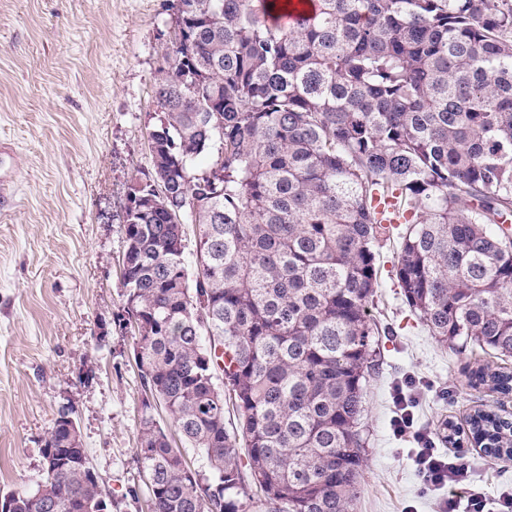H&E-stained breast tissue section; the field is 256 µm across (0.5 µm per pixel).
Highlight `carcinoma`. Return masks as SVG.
I'll list each match as a JSON object with an SVG mask.
<instances>
[{"instance_id": "obj_1", "label": "carcinoma", "mask_w": 512, "mask_h": 512, "mask_svg": "<svg viewBox=\"0 0 512 512\" xmlns=\"http://www.w3.org/2000/svg\"><path fill=\"white\" fill-rule=\"evenodd\" d=\"M170 8L122 259L155 401L137 435L150 512H353L382 234L430 335L512 357V0H316L286 25L278 0ZM176 214L197 227L191 263ZM470 379L512 393L504 367ZM468 423L512 457L509 418ZM65 440L54 421L35 487L0 492L10 512L101 495L83 455L60 464Z\"/></svg>"}]
</instances>
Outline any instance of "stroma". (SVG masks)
Returning <instances> with one entry per match:
<instances>
[{
    "label": "stroma",
    "mask_w": 512,
    "mask_h": 512,
    "mask_svg": "<svg viewBox=\"0 0 512 512\" xmlns=\"http://www.w3.org/2000/svg\"><path fill=\"white\" fill-rule=\"evenodd\" d=\"M171 29L167 0H0V140L16 147L14 204L0 211V489L34 486L44 438L69 405L112 512H148L136 456L144 392L118 318L125 208L150 170ZM378 250L371 313L387 333L367 386L355 512H437L412 438L391 426L399 390L436 447L468 460L474 491L512 493V459L454 446L443 427L477 409L512 415V396L469 382L472 368L512 358L438 343L403 300L392 242Z\"/></svg>",
    "instance_id": "1"
}]
</instances>
